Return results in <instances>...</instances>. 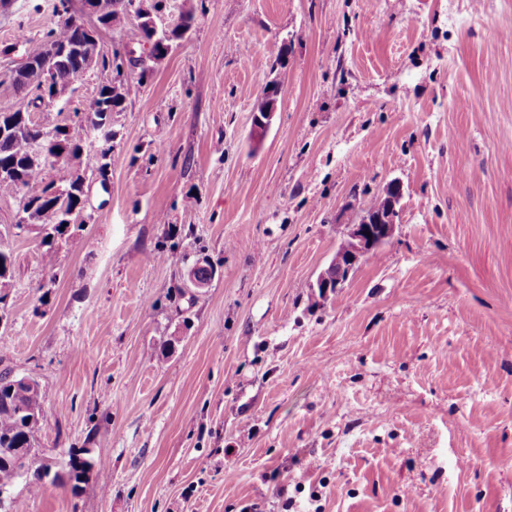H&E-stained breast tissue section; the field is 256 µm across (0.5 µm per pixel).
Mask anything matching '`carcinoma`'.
I'll list each match as a JSON object with an SVG mask.
<instances>
[{
	"label": "carcinoma",
	"mask_w": 512,
	"mask_h": 512,
	"mask_svg": "<svg viewBox=\"0 0 512 512\" xmlns=\"http://www.w3.org/2000/svg\"><path fill=\"white\" fill-rule=\"evenodd\" d=\"M121 0H96V21L104 29H119L126 33L128 42L140 46L152 45L147 58L159 60L169 51L152 42L149 29L136 23L129 25L130 11L119 5ZM70 0H59L55 5L58 21L44 36L41 48L73 45L81 49L80 57L95 52L97 44L87 40L85 29L77 25L70 14ZM194 13L181 14L172 26L171 36L176 40L191 29ZM145 58V59H147ZM145 59L133 58L128 52L114 49L101 54L96 64L120 75L123 66H135L147 72ZM79 61L73 57L66 61L49 52L37 54L26 71L12 81V86L25 94H34V100L44 102L39 93L45 86L66 87L78 78ZM135 91L125 83L101 86L96 96L81 104L75 112L76 120L66 126L45 128L35 123L30 113L0 112V195L20 199L21 217L14 228L35 224L42 232L44 256L53 259V245L63 237L78 242L76 232L84 210V177L65 162L54 160L61 154L77 158L82 155L83 144L90 143L87 159L91 168L103 175L112 154V131L102 132L112 113L119 111L123 102ZM14 236L11 230H0V283L12 276L14 266ZM196 278L211 283L215 268L207 258L193 265ZM42 415V393L38 382L27 381L0 371V488H10L19 480L14 455L10 448L24 449L23 467L32 490L40 489L48 477L51 466L46 464L35 448V434ZM93 463L83 452L69 454L63 465L53 472L51 482L68 485L76 492L88 478Z\"/></svg>",
	"instance_id": "cac0c4a2"
}]
</instances>
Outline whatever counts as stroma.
<instances>
[{
	"label": "stroma",
	"mask_w": 512,
	"mask_h": 512,
	"mask_svg": "<svg viewBox=\"0 0 512 512\" xmlns=\"http://www.w3.org/2000/svg\"><path fill=\"white\" fill-rule=\"evenodd\" d=\"M53 3L0 10V112ZM165 5L195 24L113 113L106 175L75 161L81 246L50 268L14 238L0 369L41 387L40 454L93 468L13 512H512V0ZM392 183V237L320 297Z\"/></svg>",
	"instance_id": "obj_1"
}]
</instances>
